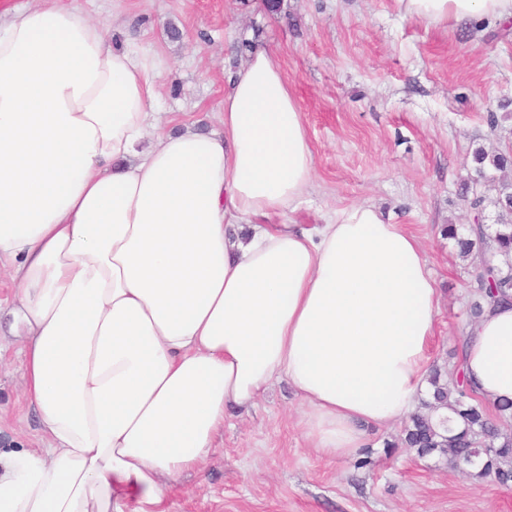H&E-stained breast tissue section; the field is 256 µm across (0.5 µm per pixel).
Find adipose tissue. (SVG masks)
<instances>
[{
    "label": "adipose tissue",
    "mask_w": 512,
    "mask_h": 512,
    "mask_svg": "<svg viewBox=\"0 0 512 512\" xmlns=\"http://www.w3.org/2000/svg\"><path fill=\"white\" fill-rule=\"evenodd\" d=\"M434 25L512 0H394ZM158 58L70 0L0 11V268L47 445L0 451V512L162 507L224 413L285 380L313 448L344 458L425 388L439 296L421 244L367 203L303 228L314 160L276 58L230 76L223 133H152ZM464 380L512 400V304L485 306Z\"/></svg>",
    "instance_id": "obj_1"
}]
</instances>
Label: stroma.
I'll return each instance as SVG.
<instances>
[{
    "instance_id": "obj_1",
    "label": "stroma",
    "mask_w": 512,
    "mask_h": 512,
    "mask_svg": "<svg viewBox=\"0 0 512 512\" xmlns=\"http://www.w3.org/2000/svg\"><path fill=\"white\" fill-rule=\"evenodd\" d=\"M77 5L115 45L140 34L165 62L156 111L208 132L220 127L229 73L248 48L272 52L314 157L301 204L278 223L322 224L336 208L368 201L415 233L440 295L430 364L452 377L471 328L476 261L441 230L497 221V190L477 181L472 152L512 149V28L430 26L398 15L393 0H283L276 14L261 0ZM13 294L0 275V446L38 448ZM301 412L284 381L231 410L209 457L174 483L166 512H512V486L402 446L403 423L368 430L354 456L327 459L306 441ZM363 457L370 466L357 467Z\"/></svg>"
}]
</instances>
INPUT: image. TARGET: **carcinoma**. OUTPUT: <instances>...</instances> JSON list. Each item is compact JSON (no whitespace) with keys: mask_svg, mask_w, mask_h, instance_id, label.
I'll return each mask as SVG.
<instances>
[{"mask_svg":"<svg viewBox=\"0 0 512 512\" xmlns=\"http://www.w3.org/2000/svg\"><path fill=\"white\" fill-rule=\"evenodd\" d=\"M472 161L477 172L488 169L505 170L512 164L509 152L489 153L482 147L474 149ZM495 206L501 222L490 227L479 224L473 236L461 237L454 224L443 228V235L456 241L459 254L479 258L480 272L476 277L479 300L471 308L479 318L484 303L506 302L512 299V203L499 195ZM431 399L423 401L425 411L415 412L403 430L402 443L421 455L437 452L455 462L480 464L478 475L492 477L501 485L512 483V401L495 406L496 415L487 413L476 395L464 388L450 386L439 369L430 371ZM442 409L451 410L463 422L458 430L436 419Z\"/></svg>","mask_w":512,"mask_h":512,"instance_id":"obj_1","label":"carcinoma"}]
</instances>
